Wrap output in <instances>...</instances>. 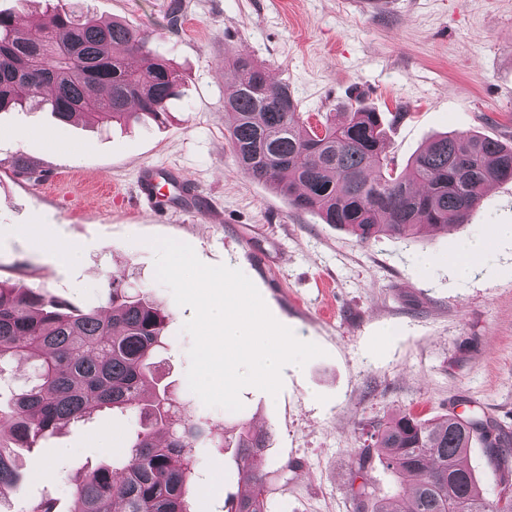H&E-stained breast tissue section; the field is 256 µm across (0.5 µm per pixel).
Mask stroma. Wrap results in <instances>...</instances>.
Wrapping results in <instances>:
<instances>
[{
    "label": "stroma",
    "instance_id": "stroma-1",
    "mask_svg": "<svg viewBox=\"0 0 512 512\" xmlns=\"http://www.w3.org/2000/svg\"><path fill=\"white\" fill-rule=\"evenodd\" d=\"M96 19L149 33L177 64L181 94L165 122L59 125L48 110L0 112V281L44 288L82 309L99 304L108 275L147 289L168 315L163 382L180 415L241 421L272 435L257 459L270 512H353V454L372 423L483 413L512 432V181L495 184L454 231L414 242L387 235L360 245L237 168L224 131L225 52L250 55L286 84L311 123L360 103L402 118L387 129L398 167L434 135L477 132L512 143V0H66ZM24 156L40 178L15 177ZM174 166L210 200L205 215L172 210L159 222L136 203L142 166ZM190 244L205 264L240 269L273 317L324 349L285 366L278 396L246 387L242 410L205 406L187 383L192 310L155 278L147 240ZM487 241L474 265L460 247ZM111 415L72 424L22 452L29 478L15 500L71 503L76 478L122 451ZM109 434L112 449L100 451ZM197 512H224L237 491L232 449L200 448ZM54 470L33 476L30 456ZM288 461L293 472L282 471Z\"/></svg>",
    "mask_w": 512,
    "mask_h": 512
}]
</instances>
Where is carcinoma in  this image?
<instances>
[{"label": "carcinoma", "mask_w": 512, "mask_h": 512, "mask_svg": "<svg viewBox=\"0 0 512 512\" xmlns=\"http://www.w3.org/2000/svg\"><path fill=\"white\" fill-rule=\"evenodd\" d=\"M232 78L224 94V129L239 170L346 229L363 246L381 235L415 239L469 219L489 186L512 180V146L457 133L429 140L408 162L391 167L381 114L358 104L307 124L288 85L271 81L264 64L224 53ZM182 75L158 53L146 31L101 23L48 6L21 25L0 11V110L36 102L61 124L83 115L102 125L143 116L168 117ZM167 315L148 292L112 275L105 304L85 309L41 288L0 281V372L32 361L35 381L0 405V512L5 492L22 490L15 449L32 448L59 428L101 412L133 415L124 456L79 479L69 512H195L192 484L202 437L236 449L238 490L225 512H269L265 474L253 464L269 435L249 423L228 438L203 418L173 423L175 389L159 384L157 354L168 345ZM512 462V438L477 414L449 413L432 422L411 414L372 425L353 456L354 512H512V482L482 488L468 465L472 442ZM380 462L411 481L399 508L376 496L368 471Z\"/></svg>", "instance_id": "1"}]
</instances>
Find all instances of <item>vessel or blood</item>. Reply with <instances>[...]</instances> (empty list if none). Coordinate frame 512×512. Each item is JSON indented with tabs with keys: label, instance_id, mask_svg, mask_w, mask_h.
I'll list each match as a JSON object with an SVG mask.
<instances>
[{
	"label": "vessel or blood",
	"instance_id": "vessel-or-blood-1",
	"mask_svg": "<svg viewBox=\"0 0 512 512\" xmlns=\"http://www.w3.org/2000/svg\"><path fill=\"white\" fill-rule=\"evenodd\" d=\"M165 184L176 188V198H169L167 194L162 193L161 187ZM138 203L140 207L160 217L167 214L172 207L197 215L208 208L205 197L189 182L182 170L172 166L163 170L152 166L141 168Z\"/></svg>",
	"mask_w": 512,
	"mask_h": 512
}]
</instances>
